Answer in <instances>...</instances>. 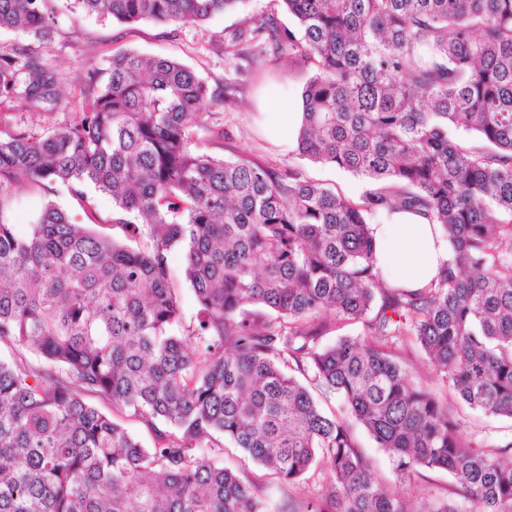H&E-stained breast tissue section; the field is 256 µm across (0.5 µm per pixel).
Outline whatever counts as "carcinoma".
Wrapping results in <instances>:
<instances>
[{
    "label": "carcinoma",
    "instance_id": "carcinoma-1",
    "mask_svg": "<svg viewBox=\"0 0 512 512\" xmlns=\"http://www.w3.org/2000/svg\"><path fill=\"white\" fill-rule=\"evenodd\" d=\"M74 2L101 20L185 25L241 0ZM275 2L295 28L254 19L232 54L260 64L271 46L311 64L297 154L360 177L357 201L198 147V117L234 87L169 57L117 55L87 72L69 123L0 137V512H268L201 452L224 453L223 439L290 486L322 474L288 512H418L314 389L343 398L398 477L446 471L469 504L423 512H512V439L467 442L450 403L512 419V0ZM56 14L55 0H0V29L44 42ZM60 85L31 46L0 51V103L48 112ZM51 182L86 212L87 189L110 196L108 223L137 247L52 202L17 234L7 189ZM401 212L448 239L421 288L376 265L371 219ZM174 252L198 304L186 328ZM352 322L364 337L322 345ZM407 336L447 398L395 359Z\"/></svg>",
    "mask_w": 512,
    "mask_h": 512
}]
</instances>
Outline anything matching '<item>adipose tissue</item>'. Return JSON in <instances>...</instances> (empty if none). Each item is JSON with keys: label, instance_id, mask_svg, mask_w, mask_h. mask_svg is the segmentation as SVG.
<instances>
[{"label": "adipose tissue", "instance_id": "obj_1", "mask_svg": "<svg viewBox=\"0 0 512 512\" xmlns=\"http://www.w3.org/2000/svg\"><path fill=\"white\" fill-rule=\"evenodd\" d=\"M373 235L385 278L408 288L427 284L448 258V241L439 226L412 213L374 225Z\"/></svg>", "mask_w": 512, "mask_h": 512}]
</instances>
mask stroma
<instances>
[{"label":"stroma","mask_w":512,"mask_h":512,"mask_svg":"<svg viewBox=\"0 0 512 512\" xmlns=\"http://www.w3.org/2000/svg\"><path fill=\"white\" fill-rule=\"evenodd\" d=\"M271 0H244L233 12L221 13L210 21L196 25L169 26L156 22L117 24L99 21L79 13L60 11L49 42L39 45L45 63L63 78L64 105L54 112H31L20 101L0 104V132L19 129L42 131L51 126L69 122L70 102L82 96L83 79L91 68H109L115 54L133 51L146 56H171L191 66L210 87L223 86L226 79L236 81V92L231 102L220 108L224 118L223 143L213 141L212 129L216 116L203 115L194 134L202 146L226 157H256L276 171L302 170L307 177L325 183L346 198L358 199L362 183L343 172L322 165H313L299 158L294 150H285L278 144L271 112L274 102L288 99L300 106L303 87L310 67L299 61L280 58L268 62L263 78H253L248 68L238 65L236 57L227 54L224 44L232 32L243 27L249 19L267 14ZM8 217L18 233H27L47 203H55L77 221L86 216L77 201L61 185H26L11 188ZM463 435L476 445L489 448L512 437V421L487 417L466 407H459ZM215 465L237 471L242 479L259 482V494L267 500L272 512H278L288 498L305 500L316 487L309 479L295 487L281 484L263 470L244 460L241 453L225 447L223 454L213 456ZM455 482L448 473L427 471L402 482L400 489L413 507L453 499Z\"/></svg>","instance_id":"1"}]
</instances>
